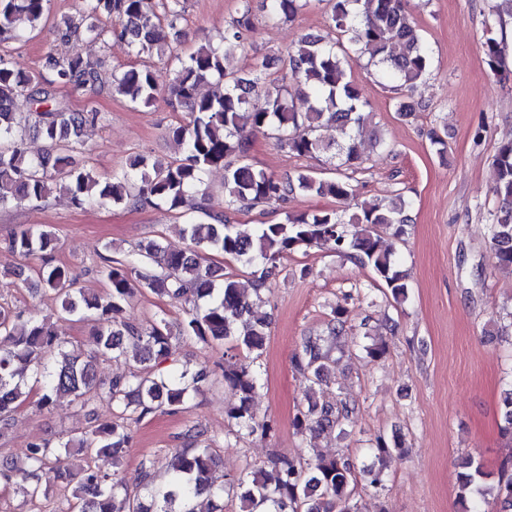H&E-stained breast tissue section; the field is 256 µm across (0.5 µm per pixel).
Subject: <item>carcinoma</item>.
<instances>
[{"label":"carcinoma","instance_id":"1","mask_svg":"<svg viewBox=\"0 0 512 512\" xmlns=\"http://www.w3.org/2000/svg\"><path fill=\"white\" fill-rule=\"evenodd\" d=\"M48 2L0 0V37L19 39L36 29ZM308 2L265 0L267 17L289 21ZM328 2V31L302 36L283 60L289 78L310 102L305 112L294 108L285 86L261 98L253 96L267 61L257 66L255 77H241L221 45H202L178 59L165 86L145 66L112 74V94L144 108L155 106L164 94L185 109L188 120L168 128L182 148L181 157L158 163L139 156L106 179L75 159L83 146L84 128L101 120V114L93 109L74 112L57 97L62 86L81 91L102 87L100 66L78 53L49 56L50 79L17 69L10 55L0 52V209L42 202L59 188L80 209L110 202L165 206L170 211L188 206L199 213L182 229L188 241L185 249L167 251L152 239L137 245L134 259L108 261L101 270L107 285L102 295L77 287L78 280L65 268L51 264L56 238L50 231L23 228L13 233L9 244L14 252L42 259L36 287L55 294L65 314L92 318L97 328L81 358L67 353L69 340L57 324L0 305V435L13 422L30 381L39 386L38 405L43 409L67 395L83 406L106 401L113 413L57 446L31 444L24 466L0 467L1 486L31 500L45 496L48 490L35 482V476L53 463L59 488H75L77 512H196L193 501L204 494L235 497L240 512H361L354 501L358 478L376 492L382 489L380 463L401 450L398 436H376L374 460L360 469L344 454L302 461L277 455L267 466L228 477L216 473L211 446L202 443L205 430L194 426L186 432L193 445L177 450L172 472L156 476L152 460L144 456L138 467L139 490L131 491L120 476L131 438L129 421L179 410L209 380L205 368L167 374L155 370L166 360L174 339L229 344L223 377L232 391L225 410L230 434L238 442L270 431V422L257 418L251 409L259 386L256 364L265 352L268 328L258 308L269 279L288 255L318 247L345 256L370 268L397 304L408 299L406 273L377 230L388 225L397 236L405 233L410 204L403 199L390 204L364 199L347 216L333 210L287 214L282 222L259 224L252 231L229 223L224 213L208 207L206 198L195 201L204 177L216 168L224 170V208L232 211L284 203L297 193L338 200L355 195L342 175L320 179L300 171L282 179L247 162L248 134L261 128L275 132L279 144L299 156L324 154L338 168L361 160L358 137L369 103L348 75L352 54L367 58L384 78L408 93L428 74L431 50L418 32L408 0ZM163 10L161 19L148 0H85L78 15L58 25L56 36L65 43L83 38L104 43L114 37L126 41L137 57L162 55L169 50V31L183 19V0H164ZM252 29L250 0H241L239 16L224 28L223 42L244 44ZM206 84L215 90L200 93ZM326 125L336 127V141L322 138L320 130ZM30 135L44 142L43 150L34 155L25 148ZM493 165L500 207L488 225L492 262L512 272V139L498 144ZM204 251L253 268L251 290L223 268L204 263ZM137 288L190 304L187 317L176 325L160 317L147 330L126 320L125 305ZM343 317L344 307H333L327 336L308 338L293 358L294 368L308 382V392L321 393L319 399L307 398V405L292 419L295 433L302 437L336 428L343 434L355 414L350 400L327 392L328 364L336 360L325 341L343 330ZM130 346L139 368L107 382L99 379L98 359H125ZM500 432L512 438V388L504 392ZM71 448L83 454H110L115 470L108 474L62 461V453ZM462 467L456 492L459 512H512L511 460L501 463L494 478L478 460L470 458Z\"/></svg>","mask_w":512,"mask_h":512}]
</instances>
